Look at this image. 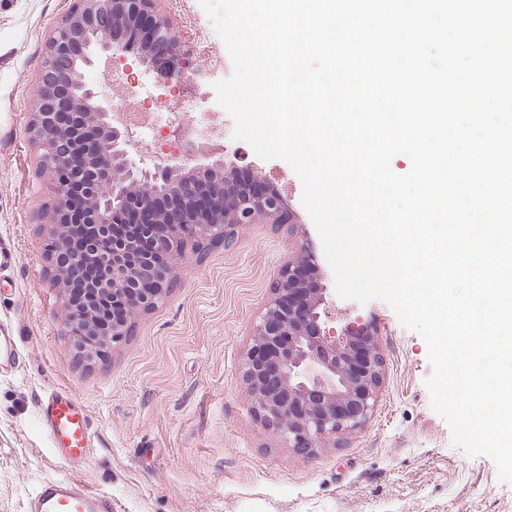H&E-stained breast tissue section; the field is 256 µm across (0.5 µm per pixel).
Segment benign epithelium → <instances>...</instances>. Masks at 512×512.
I'll list each match as a JSON object with an SVG mask.
<instances>
[{"mask_svg": "<svg viewBox=\"0 0 512 512\" xmlns=\"http://www.w3.org/2000/svg\"><path fill=\"white\" fill-rule=\"evenodd\" d=\"M121 60L153 74L168 92L192 69L157 0H76L48 40L28 127L40 150V172L54 193L47 250L51 260L64 257L54 275L70 308L66 330L74 336L101 333L94 304L73 310L65 285L70 272L92 260V296L129 304V316L106 332L114 343L133 335L136 315L172 287L189 244L229 249L235 244L229 227L278 224L286 213L282 199L263 191L255 172L252 186L241 185L232 161L161 172L138 168L127 149L129 133L112 126V105L80 77L86 66ZM128 222L131 231L112 236V248L96 246L113 225ZM311 260L302 245L281 268L242 365L256 416L288 447L307 454L366 423L385 373L370 322L356 319L337 335L323 327L326 289L308 288L296 278L298 266ZM265 351L274 354L273 374L256 361Z\"/></svg>", "mask_w": 512, "mask_h": 512, "instance_id": "7a95c632", "label": "benign epithelium"}]
</instances>
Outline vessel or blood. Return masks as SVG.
<instances>
[{
	"label": "vessel or blood",
	"mask_w": 512,
	"mask_h": 512,
	"mask_svg": "<svg viewBox=\"0 0 512 512\" xmlns=\"http://www.w3.org/2000/svg\"><path fill=\"white\" fill-rule=\"evenodd\" d=\"M20 352L9 329L0 325V369L15 366ZM54 454L71 467L90 456L92 436L85 410L65 391L50 393L39 408ZM30 512H114L111 499L91 492L80 480L50 479L30 502Z\"/></svg>",
	"instance_id": "1"
}]
</instances>
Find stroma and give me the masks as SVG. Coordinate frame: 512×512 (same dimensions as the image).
<instances>
[{"mask_svg": "<svg viewBox=\"0 0 512 512\" xmlns=\"http://www.w3.org/2000/svg\"><path fill=\"white\" fill-rule=\"evenodd\" d=\"M75 0H0V323L21 353L0 369V512H28L49 478L77 476L112 498L114 512H512V484L491 459L453 446L431 407L425 340L375 300L339 298L302 184L284 160H245L288 204L284 224L235 227L232 248L180 262L166 297L129 340L88 361L64 331L68 312L46 259L38 218L52 191L27 133L46 41ZM174 33L202 65L225 45L199 0H160ZM222 138L199 142L194 162L236 154L215 95L200 103ZM308 244L325 288L326 326L372 322L385 361L374 411L361 430L304 455L257 419L241 365L282 266ZM65 389L88 413L93 450L80 470L54 459L39 402Z\"/></svg>", "mask_w": 512, "mask_h": 512, "instance_id": "obj_1", "label": "stroma"}]
</instances>
